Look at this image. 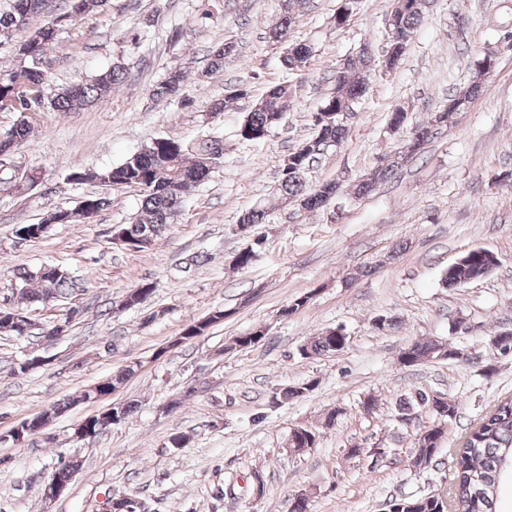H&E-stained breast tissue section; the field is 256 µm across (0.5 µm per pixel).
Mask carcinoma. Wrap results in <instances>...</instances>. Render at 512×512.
Here are the masks:
<instances>
[{"label":"carcinoma","instance_id":"cac0c4a2","mask_svg":"<svg viewBox=\"0 0 512 512\" xmlns=\"http://www.w3.org/2000/svg\"><path fill=\"white\" fill-rule=\"evenodd\" d=\"M108 0H68V10L62 15H46L48 0H10L8 9L0 11V46L17 43L19 64L16 68L0 72V112L18 114L14 123L6 132L0 133V155L12 152L25 141L32 129V123L26 112L28 103L38 101L42 112L51 109L56 112H74L88 108L108 99L114 86L125 78V69L114 65L88 80L61 87L51 95H46L49 72L45 69L47 48L65 30L70 40L77 42L86 34L89 22L105 10ZM291 0H285L284 13L277 25L271 30L270 38L284 45L283 65L295 71L306 67L313 54V47L304 42H288L289 34L296 24V16L290 6ZM398 6L390 13L388 46L386 56L400 61L414 33L423 21L431 2L429 0H397ZM234 45L226 42L211 51L205 75H211L224 67L226 59L232 57ZM495 67L494 58L484 55L476 63V75L470 84L457 95L448 98V106L432 114L430 119L413 126L404 132L407 113H391L389 125L393 133L404 136L406 154L418 156L424 145L432 138L433 124L453 114L452 105L458 100L470 104L482 89L484 78L482 71H491ZM374 74L372 58L367 47L336 69L334 91L324 100L314 116V134L299 143L283 159L280 165L278 189L285 202H299L303 209L315 211L323 208L341 191L337 181H326L314 187L307 184L306 174L317 156L330 147L343 142L347 127L341 121L342 113L349 112L353 105L365 93ZM182 72L174 71L154 90V95L166 97L180 91ZM247 95L245 88H232L221 102L207 106L213 113L225 112L234 107L235 102ZM292 91L287 84H277L269 88L252 110L246 114L240 126L239 135L245 141L260 142L266 139L277 127L289 108ZM215 149V144H201L191 149L180 142L156 138L149 144L127 155L120 163L99 170L76 169L68 175L75 184L97 182L102 185L134 186L143 193L142 213L119 229L132 244V248L143 250L142 240L155 241L178 216L183 199L198 185L207 179L212 168L197 161L205 150ZM398 169V158L372 169L356 186V194L365 196L376 185L387 181ZM90 210L82 208L76 211L58 209L51 212L42 223L74 224L87 223L91 215L109 205L103 196L90 195L86 198ZM268 209L257 203L243 212L239 218V231L250 232L257 224L268 221ZM499 265L496 255L482 249L465 253L453 265L444 271L442 284L445 288H456L468 281L487 275L490 268ZM39 269H22L16 273L20 287L15 294L29 303H40L46 296L64 298L78 287L77 279L66 272L51 278L38 276ZM224 320V310L215 309L209 316L191 323L185 329V336L202 335L212 325ZM348 341L345 335H336L329 329L304 344L301 354L320 355L335 353L345 348ZM462 352L449 343L438 340L416 341L408 350L400 354V363L410 367L442 357L458 360ZM316 382L309 380L297 385L287 386L275 394V399L294 400L309 396ZM400 417L417 416L427 409L433 416L440 415L436 408L445 411L443 421L456 419V403L442 396L417 392L397 403ZM444 435L432 431L416 439L412 455L407 463H413L417 457L434 460L442 448ZM512 456V396L497 402L481 420L468 429L461 437L455 456V485L448 490L447 500L420 496L403 499L401 512H497L499 490L503 479L512 476V471L502 468L503 456Z\"/></svg>","mask_w":512,"mask_h":512}]
</instances>
